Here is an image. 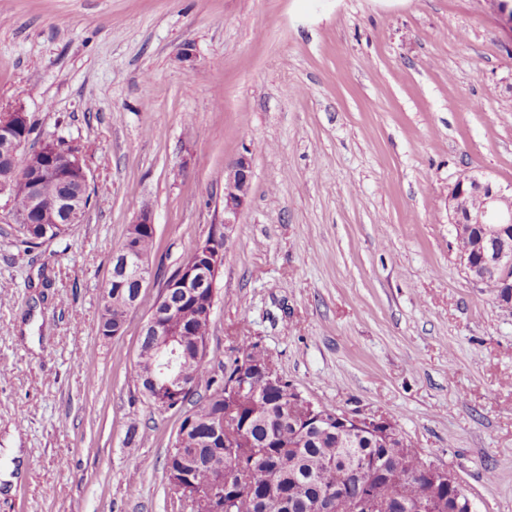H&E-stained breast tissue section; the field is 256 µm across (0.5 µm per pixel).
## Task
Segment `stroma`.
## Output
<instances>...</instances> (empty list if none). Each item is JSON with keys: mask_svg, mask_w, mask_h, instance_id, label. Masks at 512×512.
<instances>
[{"mask_svg": "<svg viewBox=\"0 0 512 512\" xmlns=\"http://www.w3.org/2000/svg\"><path fill=\"white\" fill-rule=\"evenodd\" d=\"M14 106L30 148L83 147L92 200L29 245L0 194V512H172L180 420L132 370L166 281L225 235L210 369L258 343L316 404L394 421L474 512H512V308L463 270L446 205L466 174L512 186L497 0H0ZM145 204L149 286L106 338L101 286ZM252 160L239 155L224 169V225L237 224V218L247 203L251 190Z\"/></svg>", "mask_w": 512, "mask_h": 512, "instance_id": "stroma-1", "label": "stroma"}]
</instances>
